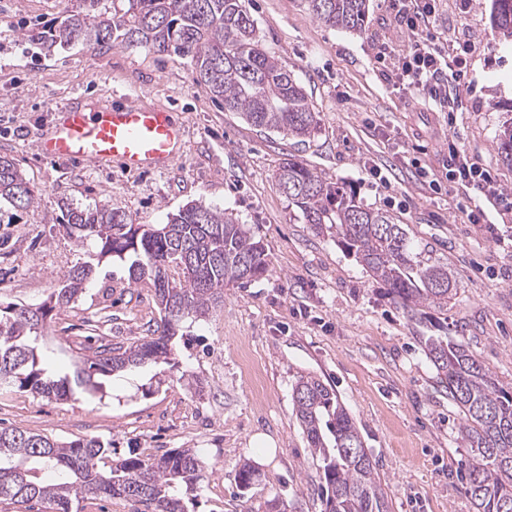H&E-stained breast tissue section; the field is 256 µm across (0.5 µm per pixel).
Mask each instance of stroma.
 Listing matches in <instances>:
<instances>
[{
    "label": "stroma",
    "mask_w": 512,
    "mask_h": 512,
    "mask_svg": "<svg viewBox=\"0 0 512 512\" xmlns=\"http://www.w3.org/2000/svg\"><path fill=\"white\" fill-rule=\"evenodd\" d=\"M77 0H0V156L35 195L19 223L0 224V303L37 307L77 263L93 259L62 217L66 207H109L138 224H163L189 202L229 210L263 243L265 278L224 291V301L177 341L175 365L112 379L109 396L59 402L0 390V427L60 440L98 437L117 458L197 449L204 478L187 512H322L321 480L293 411L303 375L330 385L354 417L388 493V512H477L462 488L467 443L460 419L426 357L422 328L390 300L331 235L313 233L279 191L290 159L327 183L356 191L406 225L454 272L447 327L486 369L512 385V213L490 209L467 223L468 193L448 182V147L494 170L512 192L499 134L512 122V46L492 23V0H440L431 31L440 44H475L468 79L448 110L381 80L378 54L410 44L388 0H369L359 32L316 21L305 0H247L265 48L305 91L319 124L299 142L254 127L194 81L189 59L119 47L44 52L28 33ZM131 101L167 107L186 146L165 171L119 163L42 159L36 143L61 110ZM381 169L384 178L369 176ZM160 319L154 292L125 263L103 261L96 281L43 332L57 365L131 345ZM253 464L258 480L238 485Z\"/></svg>",
    "instance_id": "obj_1"
}]
</instances>
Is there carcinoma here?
Returning a JSON list of instances; mask_svg holds the SVG:
<instances>
[{"instance_id": "1", "label": "carcinoma", "mask_w": 512, "mask_h": 512, "mask_svg": "<svg viewBox=\"0 0 512 512\" xmlns=\"http://www.w3.org/2000/svg\"><path fill=\"white\" fill-rule=\"evenodd\" d=\"M59 21L35 33L52 52L82 45L94 52L114 45L190 59L194 80L207 85L224 109L250 124L292 138L317 130L303 88L262 45L245 0H81ZM312 17L326 25L360 31L368 0H306ZM494 20L512 41V0H493ZM275 182L317 234L336 240L387 287L408 317L442 331L432 313L448 311L457 294L448 263L432 258L401 224L365 205L351 191L333 188L304 163L290 159ZM34 200L15 163L0 156V223H15ZM72 234L100 244L98 258L128 263L130 279L154 289L160 323L148 340L108 347L72 372L56 367L38 337L60 310L96 277L99 265H75L65 284L36 308H0V390L18 389L67 401L95 395L113 374L167 362L183 325L209 316L224 288L258 281L270 263L261 241L233 214L191 203L165 224H136L106 207L68 208ZM427 355L448 400L462 413L468 443L465 492L478 512H512V386L504 385L475 355L450 336H430ZM293 406L312 454L319 461L324 512H387V495L376 480V462L335 391L302 376ZM203 461L192 448L112 463V444L98 437L59 441L19 428H0V502L31 512H73L98 496L140 503L152 512H185L183 496L197 488Z\"/></svg>"}]
</instances>
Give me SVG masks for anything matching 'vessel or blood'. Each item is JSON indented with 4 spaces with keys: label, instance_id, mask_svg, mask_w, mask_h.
Listing matches in <instances>:
<instances>
[{
    "label": "vessel or blood",
    "instance_id": "obj_1",
    "mask_svg": "<svg viewBox=\"0 0 512 512\" xmlns=\"http://www.w3.org/2000/svg\"><path fill=\"white\" fill-rule=\"evenodd\" d=\"M183 128L169 109L130 102L63 110L43 135L38 151L45 158L73 162H120L126 170H162L182 148Z\"/></svg>",
    "mask_w": 512,
    "mask_h": 512
}]
</instances>
